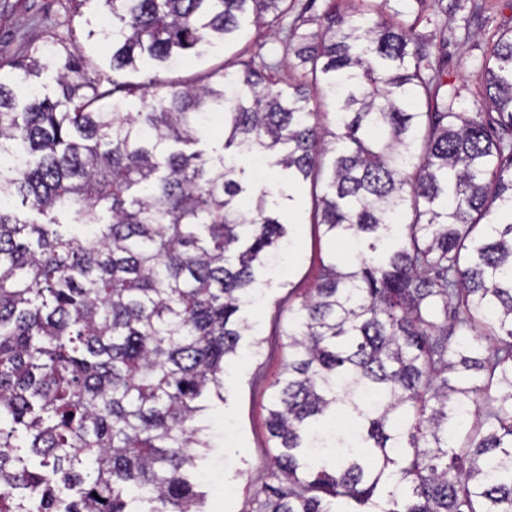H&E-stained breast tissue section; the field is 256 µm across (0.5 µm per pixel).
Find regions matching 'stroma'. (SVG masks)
<instances>
[{"label":"stroma","mask_w":512,"mask_h":512,"mask_svg":"<svg viewBox=\"0 0 512 512\" xmlns=\"http://www.w3.org/2000/svg\"><path fill=\"white\" fill-rule=\"evenodd\" d=\"M355 3L295 0L286 21L317 31L324 27L326 15L346 12ZM68 9L67 0H0V57H26L31 48L46 46L49 33H66ZM387 12L405 20L414 36L428 43L433 60L445 66L449 83L471 109L483 105L480 73L487 48L503 29L512 27V9L504 0H388ZM240 54L279 61L275 78L280 88L297 77L296 58L286 47L280 26L250 27L245 39L233 49H216L209 62L228 64ZM311 219L312 199L305 186L298 212L286 217L298 256L262 284L257 302L246 311L251 328L242 336L237 356L225 366L223 396L209 398L207 409L195 418L210 442L195 469L198 489L206 496L205 512H250L254 491L270 462L267 408L270 385L288 357L283 336L288 309L314 288L321 261L332 251Z\"/></svg>","instance_id":"obj_1"}]
</instances>
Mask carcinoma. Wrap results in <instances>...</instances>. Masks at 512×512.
I'll return each mask as SVG.
<instances>
[{
    "instance_id": "obj_1",
    "label": "carcinoma",
    "mask_w": 512,
    "mask_h": 512,
    "mask_svg": "<svg viewBox=\"0 0 512 512\" xmlns=\"http://www.w3.org/2000/svg\"><path fill=\"white\" fill-rule=\"evenodd\" d=\"M86 2L67 36L0 60V512H202L193 420L294 247V196L244 183L232 146L323 185L313 223L340 246L288 308L252 512H512V27L473 112L387 0L286 29V91L277 61L131 77L228 49L288 0H96L107 71L75 36ZM215 124L221 151L183 150Z\"/></svg>"
}]
</instances>
